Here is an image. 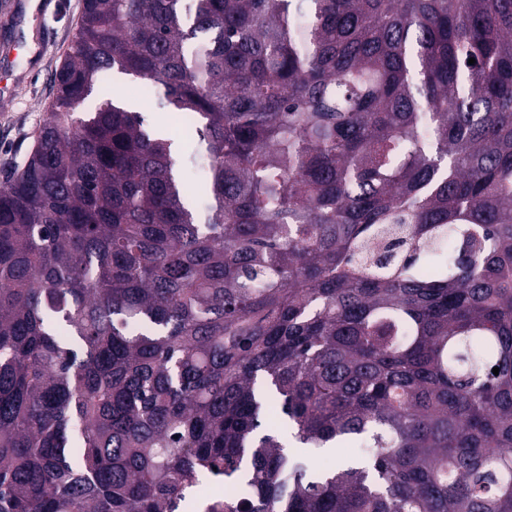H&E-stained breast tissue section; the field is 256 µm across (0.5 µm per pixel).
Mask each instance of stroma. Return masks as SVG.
<instances>
[{"label": "stroma", "mask_w": 512, "mask_h": 512, "mask_svg": "<svg viewBox=\"0 0 512 512\" xmlns=\"http://www.w3.org/2000/svg\"><path fill=\"white\" fill-rule=\"evenodd\" d=\"M0 0V72L10 96L0 97V168L23 165L55 96L52 81L81 19L83 0Z\"/></svg>", "instance_id": "obj_1"}]
</instances>
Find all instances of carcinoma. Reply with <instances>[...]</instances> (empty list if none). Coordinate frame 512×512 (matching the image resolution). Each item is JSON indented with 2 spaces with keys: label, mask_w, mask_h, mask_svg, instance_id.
Instances as JSON below:
<instances>
[{
  "label": "carcinoma",
  "mask_w": 512,
  "mask_h": 512,
  "mask_svg": "<svg viewBox=\"0 0 512 512\" xmlns=\"http://www.w3.org/2000/svg\"><path fill=\"white\" fill-rule=\"evenodd\" d=\"M54 83L0 173V512H512V0H84Z\"/></svg>",
  "instance_id": "carcinoma-1"
}]
</instances>
